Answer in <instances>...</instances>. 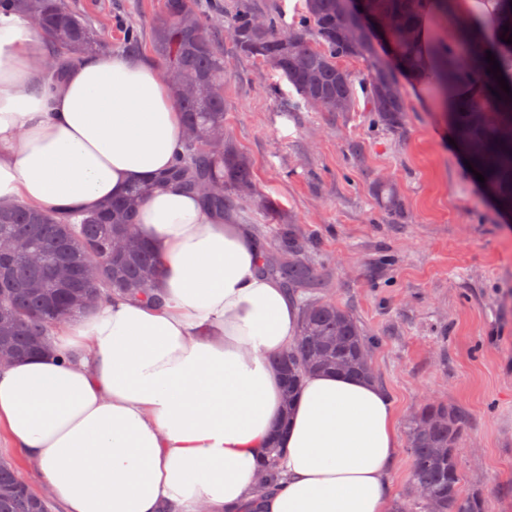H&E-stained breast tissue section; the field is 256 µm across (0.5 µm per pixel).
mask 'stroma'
<instances>
[{"instance_id": "obj_1", "label": "stroma", "mask_w": 512, "mask_h": 512, "mask_svg": "<svg viewBox=\"0 0 512 512\" xmlns=\"http://www.w3.org/2000/svg\"><path fill=\"white\" fill-rule=\"evenodd\" d=\"M110 49L142 32L162 0H67ZM224 128L253 169L257 204L239 223L272 238L294 227L320 291L348 308L376 344L375 380L400 422L426 401L459 409L462 496L512 512V214L449 144L434 90L405 86L404 127L373 125L364 104L315 112L280 73L224 46ZM392 182L402 211L377 203Z\"/></svg>"}]
</instances>
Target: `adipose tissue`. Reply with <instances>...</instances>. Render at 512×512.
I'll return each mask as SVG.
<instances>
[{
	"label": "adipose tissue",
	"mask_w": 512,
	"mask_h": 512,
	"mask_svg": "<svg viewBox=\"0 0 512 512\" xmlns=\"http://www.w3.org/2000/svg\"><path fill=\"white\" fill-rule=\"evenodd\" d=\"M495 12L494 0H425V72L441 13L512 70ZM48 54L27 19L0 14V205L87 212L157 179L183 131L159 70L108 52L59 77ZM138 230L160 260L159 303L108 298L63 321L49 354L0 366V439L61 512H389L399 421L378 385L314 373L283 411L270 359L292 346L299 309L258 274L250 228L169 184L144 200ZM283 420L282 479L267 494L258 475Z\"/></svg>",
	"instance_id": "1"
}]
</instances>
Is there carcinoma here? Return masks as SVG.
<instances>
[{"mask_svg": "<svg viewBox=\"0 0 512 512\" xmlns=\"http://www.w3.org/2000/svg\"><path fill=\"white\" fill-rule=\"evenodd\" d=\"M346 0H306V14L291 29L294 40L283 38L278 19L258 14L242 0L229 27L239 37L234 50L268 63L292 85L302 101L314 96L344 103L351 112L357 89L366 96L373 123L385 130L402 129L407 104L398 73L421 70L416 20L423 0H363V11L390 20L387 39L395 64L375 58L370 32L355 28L345 9ZM0 12H15L34 22L35 29L54 47L55 68L63 72L84 54L109 48L91 25L66 0H0ZM153 48L170 85L194 95L177 97L186 138L165 179L199 195L203 206L219 215L242 203L253 192L250 164L224 139V47L214 18L206 16L198 0H163L162 14L150 22ZM464 57H445L438 80L443 89L473 74L484 75L491 64L486 48L471 44L465 27L458 31ZM366 58V77L356 81L342 61ZM453 127L489 192L512 209V96L481 91L458 104ZM150 185L129 192L98 210L83 215L38 211L23 203L0 208V236L23 241L26 253L0 258V349L17 357L48 352L46 340L68 316L83 310L91 298L122 295L160 301L153 292L157 264L149 244L136 233V212ZM374 196L387 211L401 208L394 185L379 181ZM123 237L126 251L112 257V240ZM303 242L288 227L277 231V248H262L261 269L288 288L317 289L318 275L302 256ZM96 262L98 278L61 283L46 268L66 262L79 270ZM288 397L297 392L305 375L334 370L373 376L368 340L348 310L319 294L306 298L296 345L276 360ZM459 410L443 403H426L410 417L407 450L412 460L416 497L395 504L394 512H488L479 496L460 494L461 474L457 444L462 429ZM280 449H268L263 486L272 488L281 478ZM0 512H50V502L33 494L17 469L0 461Z\"/></svg>", "mask_w": 512, "mask_h": 512, "instance_id": "1", "label": "carcinoma"}]
</instances>
